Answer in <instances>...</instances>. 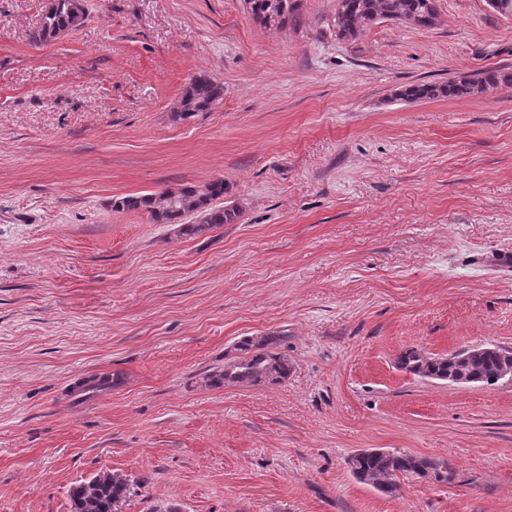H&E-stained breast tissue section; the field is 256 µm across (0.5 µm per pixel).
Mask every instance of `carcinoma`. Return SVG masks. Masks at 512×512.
Returning <instances> with one entry per match:
<instances>
[{
    "instance_id": "1",
    "label": "carcinoma",
    "mask_w": 512,
    "mask_h": 512,
    "mask_svg": "<svg viewBox=\"0 0 512 512\" xmlns=\"http://www.w3.org/2000/svg\"><path fill=\"white\" fill-rule=\"evenodd\" d=\"M283 5L278 24L283 25L296 11L293 0H247L254 19L264 22L271 4ZM431 0H342L341 10L336 13V29L344 39H354L368 26L381 21L400 24L414 23L417 27L429 26ZM72 0H55L53 7L43 15L40 26L31 39L43 43L55 38L57 32L71 24ZM512 83V72L497 68L477 73L474 79L451 80L446 83L411 84L398 92V97L409 101L454 98L468 94L484 93L502 84ZM224 97V86L205 74H199L188 83L182 102H191V109L181 110L180 117L191 118L199 112H207ZM207 196L194 186L181 188L179 199L163 201L164 194H129L112 201L118 211H146L157 224H178L181 234L195 236L221 224H232L240 216L234 206H217L214 201L224 197L228 187L222 179L206 185ZM282 341L280 336H265L254 343L244 340L236 347L241 355L224 366L222 378L228 382L259 384L278 383L288 376V358L275 352ZM512 363V351L502 348L489 351L464 365H458L446 355L426 354L416 349L405 351L398 358L399 369L432 380L444 381L455 374L464 384L495 386L506 366ZM353 477L384 494L396 492L397 479L406 474L428 478L438 483H448L455 477L452 464L443 458L421 457L401 452L362 453L351 459ZM130 494V481L126 476L102 472L76 486L72 491L73 512H115L117 505Z\"/></svg>"
}]
</instances>
